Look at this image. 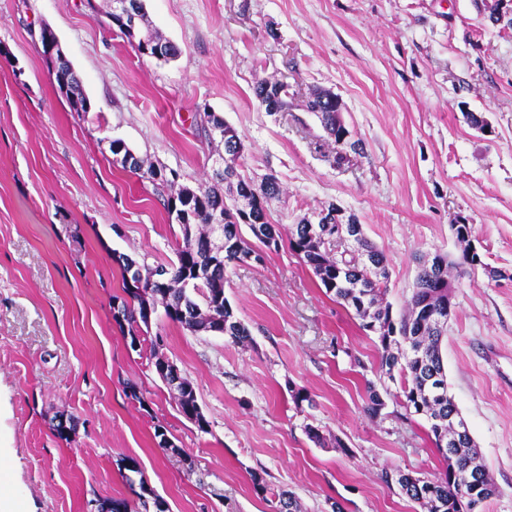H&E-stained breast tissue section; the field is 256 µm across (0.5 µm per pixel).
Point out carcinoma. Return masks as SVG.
Listing matches in <instances>:
<instances>
[{"instance_id": "1", "label": "carcinoma", "mask_w": 512, "mask_h": 512, "mask_svg": "<svg viewBox=\"0 0 512 512\" xmlns=\"http://www.w3.org/2000/svg\"><path fill=\"white\" fill-rule=\"evenodd\" d=\"M128 4L136 20L109 11L107 17L110 26L118 28L129 38L138 37L142 30L149 32L151 41H137V50L143 56H155V46L161 43L165 50L164 58L176 57V46L161 41L155 34L143 0H128ZM56 60L59 61L56 70L68 75L65 88L59 89V93L74 111H90L91 100L69 61H63L59 56ZM253 93L256 99L265 103L269 112L287 110L292 99L289 91L279 87L277 82L264 78L255 82ZM306 109L318 117L323 129L333 139L337 154L360 149L358 140L349 145L340 143V129L336 128V101L330 98V93L313 92ZM217 127L229 129L231 125L216 112H205L200 116V130L204 137L211 144L218 142L224 145V153L231 156L229 170L222 176H214L208 185L196 189L184 186L172 194L170 189L177 181L174 175H168L151 164L145 165L139 157L131 166L141 180L152 185L153 192L161 197L168 213H183L180 222L182 243L177 248V262L142 268V284L133 288L126 276L130 258H117L123 295L113 297L112 319L129 338L136 337L141 343L146 341L148 334V330L144 329V312L148 308L154 310L160 304L168 320L184 324L176 309L187 282L196 285L191 317L197 326L214 331L222 324L224 335L235 343H242L249 337L248 329L235 317L224 295V270L229 264L245 262L248 254L256 252L242 234L244 226L264 247H278L279 231L270 222L269 211L271 203L280 199L281 190L273 177L267 178L258 188L242 178L237 172V161L242 155L227 147L224 138L215 136L214 129ZM217 221L224 224V256L206 271L202 267L201 257L210 225ZM335 242H342V238L336 235L317 238L302 221L289 239L292 250L311 268L322 286L363 320V328L370 330L375 323L388 328V335L380 337L383 349L380 368L389 376L397 368L407 378V386L404 387L406 407L427 418L430 424L428 437L446 462L442 477L420 480V485L433 488L430 495H419L417 486L413 484L406 491L407 497L418 503L420 512H457L456 504L469 496L470 487L460 478V474L465 472L479 475L481 481L490 487L488 497L497 495L499 489L481 463L473 439L467 436L456 444L448 445L450 417L458 409L448 395V377L442 358L441 343L447 327H440L430 319V314L443 309L444 302L448 300L449 269L475 266L478 264L476 257L470 258L464 253L461 260L455 262L438 255L431 262L423 264L408 310L395 320L392 318L391 305L385 301L388 263L384 253L368 241L362 229L353 239L354 248L336 257L331 255L329 249ZM182 384L183 388L177 396L178 411L204 431L208 423L204 414L197 409L195 388L186 378L182 379ZM139 488L137 499L140 508H131L124 499H114L112 512H150V500L154 501L158 512H167L164 501L152 495L145 482H140ZM273 498L276 501L275 512H301L291 493L281 491Z\"/></svg>"}]
</instances>
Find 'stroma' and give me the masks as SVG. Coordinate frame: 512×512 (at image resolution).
I'll return each mask as SVG.
<instances>
[{
  "label": "stroma",
  "mask_w": 512,
  "mask_h": 512,
  "mask_svg": "<svg viewBox=\"0 0 512 512\" xmlns=\"http://www.w3.org/2000/svg\"><path fill=\"white\" fill-rule=\"evenodd\" d=\"M495 0H144L180 54L140 56L112 30L107 0H0V491L24 512H87L134 500L120 461H138L169 512H419L387 472L436 479L446 464L429 425L406 411L404 378L382 377L378 336L323 288L288 241L262 262L229 265L224 293L246 343L194 334L164 313L161 352L194 385L209 422L177 410L148 353L112 319L122 286L113 253L174 261L182 233L113 140L196 188L214 145L208 110L244 138L239 172L275 177L269 219L281 233L336 204L386 255L387 300L407 306L419 260L459 259L453 225L472 227L478 266L454 270L442 353L448 391L500 489L484 512H512V28ZM58 35L92 108L73 111L41 52ZM285 80V112L253 94ZM334 93L358 154L337 159L311 93ZM483 116L477 129L467 113ZM137 383L145 400L123 391ZM386 402L366 410L367 386ZM71 419L68 438L52 421ZM164 425L184 451H163ZM318 429L319 439L309 429Z\"/></svg>",
  "instance_id": "35a3bbf8"
}]
</instances>
